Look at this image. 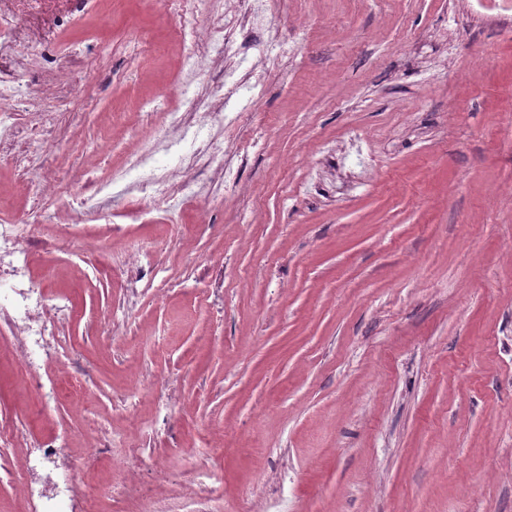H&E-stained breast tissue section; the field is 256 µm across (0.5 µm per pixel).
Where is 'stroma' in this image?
Wrapping results in <instances>:
<instances>
[{
  "label": "stroma",
  "instance_id": "35a3bbf8",
  "mask_svg": "<svg viewBox=\"0 0 512 512\" xmlns=\"http://www.w3.org/2000/svg\"><path fill=\"white\" fill-rule=\"evenodd\" d=\"M13 15L0 217L42 226L21 285L77 295L63 336L116 328L89 353L96 415L62 402L28 432L137 419L160 512L204 425L224 512H512V0H280L192 68L137 40L179 26L163 0H0ZM219 88L223 121L130 171L138 132ZM89 177L105 189L74 204ZM21 360L0 323V416L28 400ZM159 373L163 408L130 398Z\"/></svg>",
  "mask_w": 512,
  "mask_h": 512
}]
</instances>
